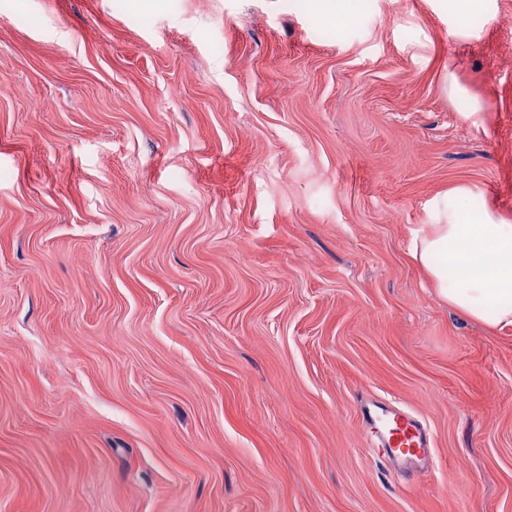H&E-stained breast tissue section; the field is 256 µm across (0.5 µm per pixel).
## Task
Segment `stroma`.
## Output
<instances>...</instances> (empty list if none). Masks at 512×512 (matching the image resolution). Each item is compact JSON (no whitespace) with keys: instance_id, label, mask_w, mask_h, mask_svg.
Segmentation results:
<instances>
[{"instance_id":"obj_1","label":"stroma","mask_w":512,"mask_h":512,"mask_svg":"<svg viewBox=\"0 0 512 512\" xmlns=\"http://www.w3.org/2000/svg\"><path fill=\"white\" fill-rule=\"evenodd\" d=\"M457 27L0 0V512H512V326L409 252L457 187L512 223V0ZM388 434V445L394 451H399L406 458H415L406 463L413 469L424 465L432 456L433 442L422 430L420 425L406 413H392Z\"/></svg>"}]
</instances>
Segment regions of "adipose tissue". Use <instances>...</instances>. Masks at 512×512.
<instances>
[{"label": "adipose tissue", "instance_id": "1", "mask_svg": "<svg viewBox=\"0 0 512 512\" xmlns=\"http://www.w3.org/2000/svg\"><path fill=\"white\" fill-rule=\"evenodd\" d=\"M469 191L456 188L437 204L436 221L418 228L410 253L439 296L462 317L512 325V224L490 212L466 215Z\"/></svg>", "mask_w": 512, "mask_h": 512}]
</instances>
